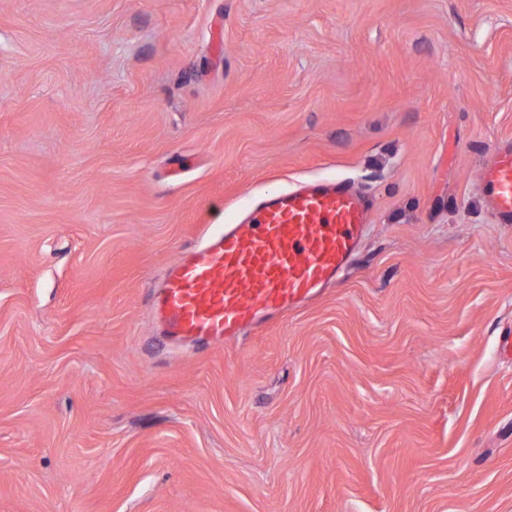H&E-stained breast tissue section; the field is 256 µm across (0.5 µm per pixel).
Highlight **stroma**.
Instances as JSON below:
<instances>
[{"label": "stroma", "instance_id": "1", "mask_svg": "<svg viewBox=\"0 0 512 512\" xmlns=\"http://www.w3.org/2000/svg\"><path fill=\"white\" fill-rule=\"evenodd\" d=\"M512 0H0V512H512ZM342 181L338 284L225 345L166 270ZM476 179L502 224L512 223V145H500L477 170Z\"/></svg>", "mask_w": 512, "mask_h": 512}]
</instances>
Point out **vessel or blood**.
I'll use <instances>...</instances> for the list:
<instances>
[{"mask_svg": "<svg viewBox=\"0 0 512 512\" xmlns=\"http://www.w3.org/2000/svg\"><path fill=\"white\" fill-rule=\"evenodd\" d=\"M476 179L499 221L511 224L512 145L498 146ZM368 222L344 183L268 195L248 223L211 236L168 270L155 310L170 335L232 342L337 281Z\"/></svg>", "mask_w": 512, "mask_h": 512, "instance_id": "vessel-or-blood-1", "label": "vessel or blood"}]
</instances>
